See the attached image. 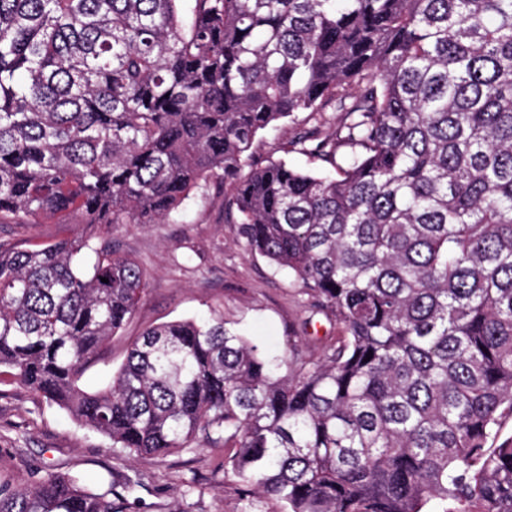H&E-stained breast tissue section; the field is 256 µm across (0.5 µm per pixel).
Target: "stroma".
Returning a JSON list of instances; mask_svg holds the SVG:
<instances>
[{
    "mask_svg": "<svg viewBox=\"0 0 512 512\" xmlns=\"http://www.w3.org/2000/svg\"><path fill=\"white\" fill-rule=\"evenodd\" d=\"M297 112L281 127L262 133L256 151L270 161L320 172L316 157L287 153L286 142L306 124ZM119 255L148 272V285L107 359L81 379L104 387L131 342L148 326L184 318L222 316L226 326L258 340L269 356L282 357L289 340L311 351L337 334L334 315L303 294L288 271L249 256L224 219V188L211 182L195 190L174 222L123 224L113 229ZM230 449L200 447L158 459L130 460L98 432L78 427L57 405L18 384L0 388V476L20 481L57 471L75 476L96 493H126L131 512H282L271 498L250 495L224 461Z\"/></svg>",
    "mask_w": 512,
    "mask_h": 512,
    "instance_id": "obj_1",
    "label": "stroma"
}]
</instances>
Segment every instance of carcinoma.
<instances>
[{
    "instance_id": "obj_1",
    "label": "carcinoma",
    "mask_w": 512,
    "mask_h": 512,
    "mask_svg": "<svg viewBox=\"0 0 512 512\" xmlns=\"http://www.w3.org/2000/svg\"><path fill=\"white\" fill-rule=\"evenodd\" d=\"M296 112L284 149L336 175L253 150ZM213 180L339 334L276 361L220 316L173 320L82 389L147 287L112 228ZM0 224L90 229L0 241V385L127 457L222 442L284 512H512V0H0ZM128 510L0 479V512Z\"/></svg>"
}]
</instances>
